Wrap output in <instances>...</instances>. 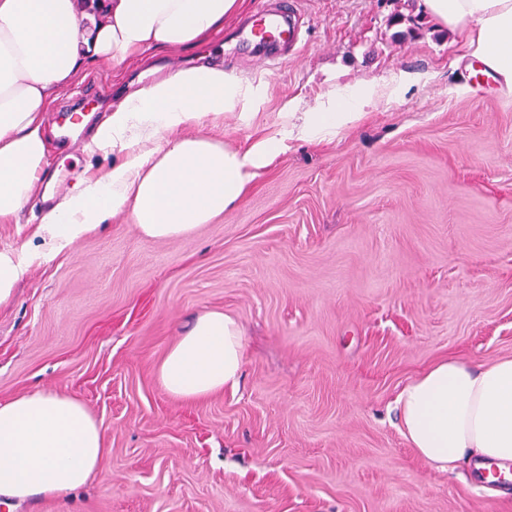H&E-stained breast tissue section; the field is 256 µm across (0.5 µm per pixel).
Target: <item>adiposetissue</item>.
I'll use <instances>...</instances> for the list:
<instances>
[{
    "instance_id": "1",
    "label": "adipose tissue",
    "mask_w": 512,
    "mask_h": 512,
    "mask_svg": "<svg viewBox=\"0 0 512 512\" xmlns=\"http://www.w3.org/2000/svg\"><path fill=\"white\" fill-rule=\"evenodd\" d=\"M436 21L459 29L471 57L512 89V0H423ZM245 0H110L103 16L79 0H0V223L33 199L47 168L44 115L81 83L85 60L119 67L157 49L198 47L243 11ZM223 68L184 67L127 96L96 128L93 148L110 167L83 171L64 200L43 212L41 244L0 250V305L42 255L57 254L119 213L150 238L169 239L237 206L283 148L267 138L228 147L199 128L252 96ZM383 86L329 93L288 137L324 139L359 121ZM196 134H188V127ZM242 329L230 315L199 314L171 346L157 379L171 397H205L240 384ZM396 407L402 433L431 468L512 463V357L473 365L444 357L410 380ZM105 454L103 430L72 397L34 391L0 402V503L59 497L83 487Z\"/></svg>"
}]
</instances>
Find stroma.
Returning a JSON list of instances; mask_svg holds the SVG:
<instances>
[{
	"label": "stroma",
	"instance_id": "1",
	"mask_svg": "<svg viewBox=\"0 0 512 512\" xmlns=\"http://www.w3.org/2000/svg\"><path fill=\"white\" fill-rule=\"evenodd\" d=\"M295 54L258 72L237 21L195 49L120 69L92 64L45 123L48 175L70 188L105 120L69 138L66 109L106 105L199 58L253 97L207 134L284 149L235 208L171 239L127 215L36 260L0 308V402L41 390L78 398L100 423V471L65 496L0 512H512V485L469 466L430 468L395 409L438 358L512 357V92L477 83L463 33L423 0H302ZM414 80L400 84L401 76ZM391 96L325 141L288 137L335 88ZM42 196L0 224V250L40 242ZM244 330L238 389L177 400L156 369L197 314Z\"/></svg>",
	"mask_w": 512,
	"mask_h": 512
}]
</instances>
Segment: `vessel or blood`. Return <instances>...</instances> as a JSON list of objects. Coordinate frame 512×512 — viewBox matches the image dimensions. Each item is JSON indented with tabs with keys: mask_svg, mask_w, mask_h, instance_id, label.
<instances>
[{
	"mask_svg": "<svg viewBox=\"0 0 512 512\" xmlns=\"http://www.w3.org/2000/svg\"><path fill=\"white\" fill-rule=\"evenodd\" d=\"M299 13L297 0H287L280 9L257 11L241 30V42L258 48L257 65L265 67L278 62L283 50L296 46L299 39Z\"/></svg>",
	"mask_w": 512,
	"mask_h": 512,
	"instance_id": "b4317fda",
	"label": "vessel or blood"
}]
</instances>
